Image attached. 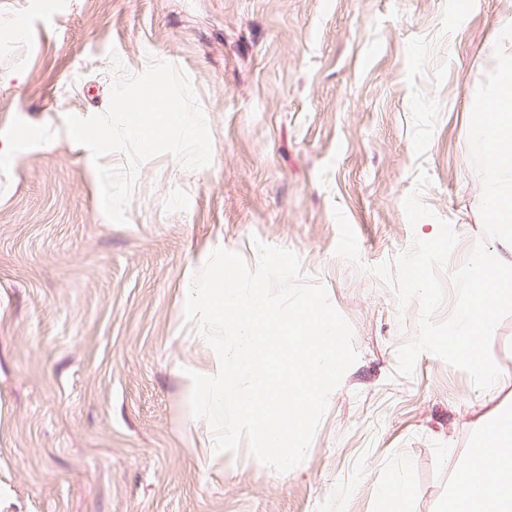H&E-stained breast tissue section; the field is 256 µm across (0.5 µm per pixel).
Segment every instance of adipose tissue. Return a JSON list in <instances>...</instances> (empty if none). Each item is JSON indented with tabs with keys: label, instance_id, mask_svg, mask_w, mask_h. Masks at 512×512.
I'll return each instance as SVG.
<instances>
[{
	"label": "adipose tissue",
	"instance_id": "1",
	"mask_svg": "<svg viewBox=\"0 0 512 512\" xmlns=\"http://www.w3.org/2000/svg\"><path fill=\"white\" fill-rule=\"evenodd\" d=\"M492 451L498 464L491 472L467 457L449 484L447 512H512V436H500Z\"/></svg>",
	"mask_w": 512,
	"mask_h": 512
}]
</instances>
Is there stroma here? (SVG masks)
Listing matches in <instances>:
<instances>
[{
  "label": "stroma",
  "mask_w": 512,
  "mask_h": 512,
  "mask_svg": "<svg viewBox=\"0 0 512 512\" xmlns=\"http://www.w3.org/2000/svg\"><path fill=\"white\" fill-rule=\"evenodd\" d=\"M36 3L0 0V512H379L392 478L408 512H442L481 427L512 406V315L488 390L428 352L400 376L419 305L399 308L371 269L442 218L458 237L446 282L482 237L468 107L512 0ZM155 60L189 75L212 163H142L118 225L64 120L104 113L113 80ZM420 168L434 215L412 225ZM258 240L299 256L358 353L283 474L244 443L200 455L213 433L188 399L218 357L184 290L219 247L257 268Z\"/></svg>",
  "instance_id": "35a3bbf8"
}]
</instances>
